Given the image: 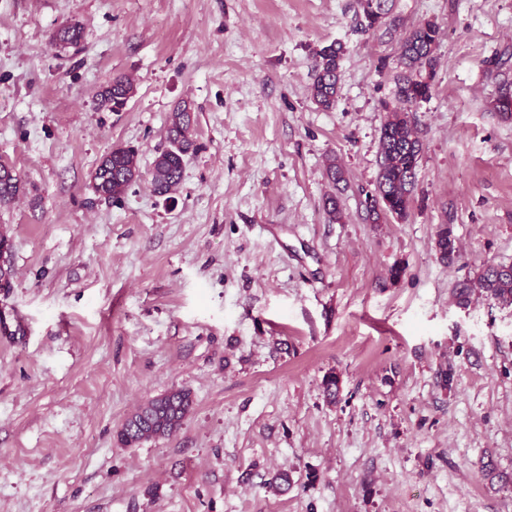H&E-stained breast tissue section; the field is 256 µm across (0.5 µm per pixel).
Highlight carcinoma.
<instances>
[{"label":"carcinoma","instance_id":"obj_1","mask_svg":"<svg viewBox=\"0 0 512 512\" xmlns=\"http://www.w3.org/2000/svg\"><path fill=\"white\" fill-rule=\"evenodd\" d=\"M364 31H374L384 24V0H358ZM83 37L80 24L58 29L52 42L61 47H76ZM440 38V26L433 21L418 24L402 40L396 74L395 100L382 123L379 136L378 171L373 188L361 190L364 205L375 224L389 219L402 220L408 215L423 152V142L409 117L407 106L428 99L432 92L435 51ZM344 47L332 42L318 49L313 66L311 96L325 111L334 108L341 83L340 62ZM133 86L123 76L99 92L102 108H118L129 98ZM492 111L504 121L512 120V87L503 86L491 102ZM192 116L188 107L171 113L167 125L169 148L154 160L151 184L156 194H169L183 177L184 158L195 150L191 134ZM135 151L115 148L100 161L93 174L96 193L106 200H116L138 179ZM18 176L12 168L0 164V203L11 201L19 192ZM436 250L441 261L448 263L458 257V248L449 224H441L436 233ZM491 298L504 306H512V265H487L473 278L460 284L457 299L468 302L472 292ZM193 406L191 391L172 389L140 405L117 432V442L135 447L144 441L170 436L184 423Z\"/></svg>","mask_w":512,"mask_h":512}]
</instances>
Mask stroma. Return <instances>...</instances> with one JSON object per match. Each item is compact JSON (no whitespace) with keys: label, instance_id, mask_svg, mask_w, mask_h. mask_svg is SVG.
<instances>
[{"label":"stroma","instance_id":"obj_1","mask_svg":"<svg viewBox=\"0 0 512 512\" xmlns=\"http://www.w3.org/2000/svg\"><path fill=\"white\" fill-rule=\"evenodd\" d=\"M385 7L367 32L356 0H0V163L20 177L0 205V512H512V307L455 297L512 265V123L490 109L512 68L487 65L512 49V0ZM427 20L441 33L432 95L410 107L413 202L374 224L360 191L398 44ZM73 22L80 45L55 47ZM334 41L325 111L313 55ZM118 76L131 96L99 107ZM182 104L195 150L161 197L151 168ZM117 147L140 176L108 201L92 175ZM174 388L192 393L182 427L118 444ZM344 55L341 43L331 42L315 53L311 96L322 110L334 108L341 83L340 62ZM436 250L442 262H453L458 257V248L450 224H440L436 233Z\"/></svg>","mask_w":512,"mask_h":512}]
</instances>
